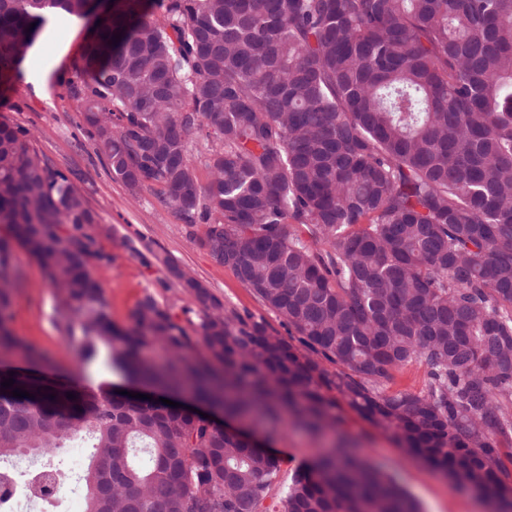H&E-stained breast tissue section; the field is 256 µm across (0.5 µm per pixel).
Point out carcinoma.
<instances>
[{"instance_id":"cac0c4a2","label":"carcinoma","mask_w":512,"mask_h":512,"mask_svg":"<svg viewBox=\"0 0 512 512\" xmlns=\"http://www.w3.org/2000/svg\"><path fill=\"white\" fill-rule=\"evenodd\" d=\"M110 5L70 87L97 155L130 192L155 187L162 207L204 223L212 260L287 335L205 287L185 288L202 309L195 338L151 297L114 325L89 271L112 256L82 232L98 215L0 123V353L42 363L11 329L19 243L61 296L82 361L188 387L272 441L291 425L327 443L283 481L279 458L186 407L0 370L14 381L0 391V458L84 434L85 512H419L336 438L341 401L512 512L500 448L512 439V0ZM58 9L83 18L89 3L0 0V77ZM199 132L205 185L189 150ZM414 362L426 390L385 393Z\"/></svg>"}]
</instances>
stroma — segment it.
Here are the masks:
<instances>
[{
	"label": "stroma",
	"instance_id": "obj_1",
	"mask_svg": "<svg viewBox=\"0 0 512 512\" xmlns=\"http://www.w3.org/2000/svg\"><path fill=\"white\" fill-rule=\"evenodd\" d=\"M89 35L85 21L52 16L25 56L28 69H46L50 76L42 85L20 68L0 80V122L25 128L30 146L52 168L65 172L97 213V223L86 225L84 231L112 257L108 263L92 261L91 273L103 289L113 322L130 325L137 304L150 296L188 335H195L201 309L171 276L168 267L174 264L227 307L249 311L270 327L280 328L279 318L232 271L215 264L200 245L203 225L184 224L158 203L155 190L131 194L95 153L84 130L83 103L71 97L68 89ZM10 264L16 280L11 327L52 362L53 378L79 385L120 383V376L104 363L79 365L76 347L65 341L60 297L37 260L17 245ZM337 411L347 418V433L367 460L410 493L423 512H489L466 486L450 484L442 473L404 453L388 433L351 414L346 405H339ZM323 445V440L299 429L278 438L272 450L281 461L282 476H289Z\"/></svg>",
	"mask_w": 512,
	"mask_h": 512
}]
</instances>
